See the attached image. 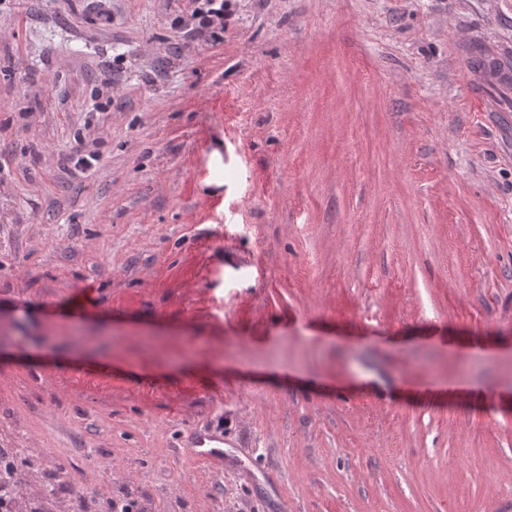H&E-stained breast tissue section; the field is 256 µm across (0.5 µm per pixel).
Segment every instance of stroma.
Returning <instances> with one entry per match:
<instances>
[{"mask_svg": "<svg viewBox=\"0 0 512 512\" xmlns=\"http://www.w3.org/2000/svg\"><path fill=\"white\" fill-rule=\"evenodd\" d=\"M195 6L0 0V448L91 512H512V127L456 57L512 0ZM198 5L192 17L195 29L207 31L209 29H224V0H197ZM192 455L198 460L211 465L224 462V435L211 430L193 431L186 444Z\"/></svg>", "mask_w": 512, "mask_h": 512, "instance_id": "35a3bbf8", "label": "stroma"}]
</instances>
